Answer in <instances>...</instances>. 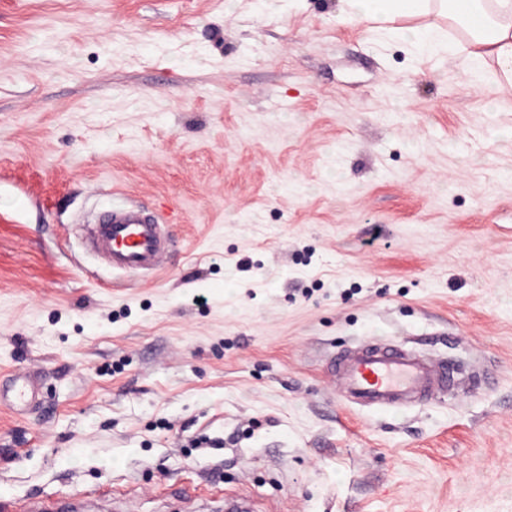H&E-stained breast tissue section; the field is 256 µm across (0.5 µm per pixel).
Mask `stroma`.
Segmentation results:
<instances>
[{"label": "stroma", "mask_w": 512, "mask_h": 512, "mask_svg": "<svg viewBox=\"0 0 512 512\" xmlns=\"http://www.w3.org/2000/svg\"><path fill=\"white\" fill-rule=\"evenodd\" d=\"M338 0H0V499L73 512H512V83ZM152 212L163 274L77 226ZM378 338L465 389L377 411ZM327 367L349 402L385 410L455 391L458 368L433 361L402 343L375 339L329 357ZM8 391L12 392V406L18 413L28 412L39 402L37 400L38 381L32 376L11 377Z\"/></svg>", "instance_id": "stroma-1"}]
</instances>
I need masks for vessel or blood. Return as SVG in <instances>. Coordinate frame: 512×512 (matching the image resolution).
<instances>
[{"instance_id":"obj_1","label":"vessel or blood","mask_w":512,"mask_h":512,"mask_svg":"<svg viewBox=\"0 0 512 512\" xmlns=\"http://www.w3.org/2000/svg\"><path fill=\"white\" fill-rule=\"evenodd\" d=\"M87 244L113 268L134 273L158 270L167 242L155 218L137 206H116L86 225ZM327 367L349 402L385 410L430 400L462 383L458 368L433 361L404 344L376 339L333 354ZM8 389L20 413L37 405L38 381L12 377Z\"/></svg>"}]
</instances>
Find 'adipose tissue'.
I'll return each instance as SVG.
<instances>
[{"label": "adipose tissue", "mask_w": 512, "mask_h": 512, "mask_svg": "<svg viewBox=\"0 0 512 512\" xmlns=\"http://www.w3.org/2000/svg\"><path fill=\"white\" fill-rule=\"evenodd\" d=\"M436 11L449 12L470 29L471 48L463 69L474 85L490 78H512V0H340L336 18L342 22L415 18ZM386 35L423 52L455 51L447 33L436 24L390 29Z\"/></svg>", "instance_id": "ef3b65f1"}]
</instances>
